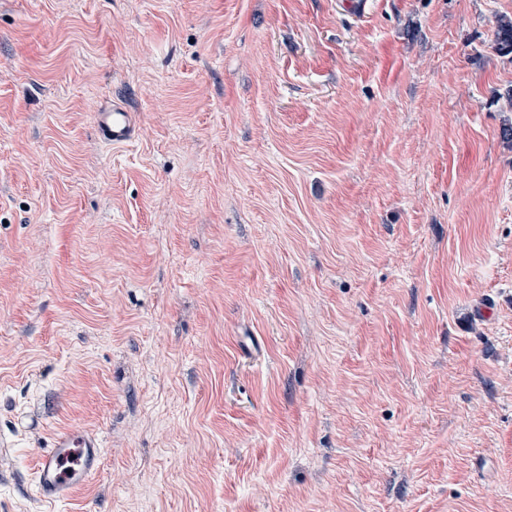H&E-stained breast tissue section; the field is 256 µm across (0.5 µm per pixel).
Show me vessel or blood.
<instances>
[{
    "mask_svg": "<svg viewBox=\"0 0 512 512\" xmlns=\"http://www.w3.org/2000/svg\"><path fill=\"white\" fill-rule=\"evenodd\" d=\"M99 141L121 146L131 142L137 131V115L121 102L100 106L96 114ZM103 444L94 433L68 429L56 434L52 448L41 452L34 468V482L40 499L50 504L69 501L75 491L95 476L102 464ZM77 455L72 473L61 470V461Z\"/></svg>",
    "mask_w": 512,
    "mask_h": 512,
    "instance_id": "obj_1",
    "label": "vessel or blood"
}]
</instances>
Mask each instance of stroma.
<instances>
[{
  "label": "stroma",
  "instance_id": "obj_1",
  "mask_svg": "<svg viewBox=\"0 0 512 512\" xmlns=\"http://www.w3.org/2000/svg\"><path fill=\"white\" fill-rule=\"evenodd\" d=\"M502 15L0 0V512H512ZM96 131L99 141L112 146L131 142L137 131V114L123 102L112 101L96 112ZM103 452L102 440L95 433L74 429L57 433L53 447L41 452L35 464L34 482L40 499L50 504L69 501L99 472ZM72 453L77 454L78 465L66 474L60 469L61 461Z\"/></svg>",
  "mask_w": 512,
  "mask_h": 512
}]
</instances>
